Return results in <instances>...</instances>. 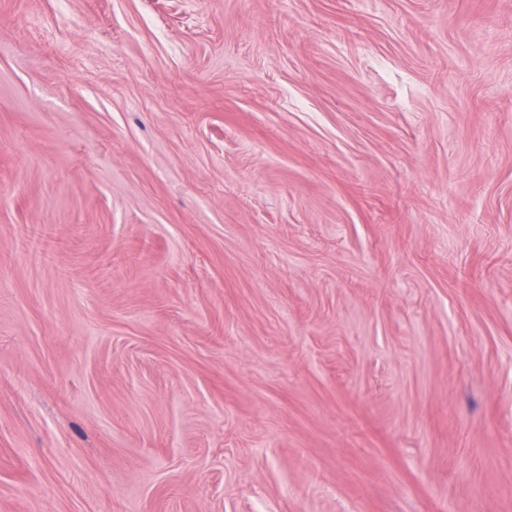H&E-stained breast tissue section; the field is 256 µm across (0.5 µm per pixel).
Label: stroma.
Listing matches in <instances>:
<instances>
[{
    "mask_svg": "<svg viewBox=\"0 0 512 512\" xmlns=\"http://www.w3.org/2000/svg\"><path fill=\"white\" fill-rule=\"evenodd\" d=\"M0 512H512V0H0Z\"/></svg>",
    "mask_w": 512,
    "mask_h": 512,
    "instance_id": "stroma-1",
    "label": "stroma"
}]
</instances>
